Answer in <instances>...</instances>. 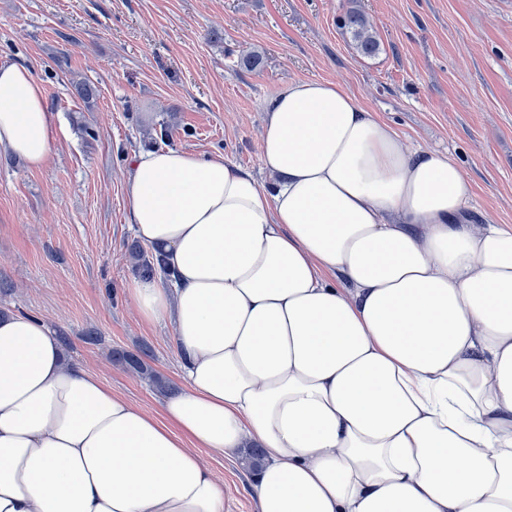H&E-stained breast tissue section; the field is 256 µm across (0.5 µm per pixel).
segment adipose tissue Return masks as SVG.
I'll return each mask as SVG.
<instances>
[{
    "label": "adipose tissue",
    "instance_id": "ef3b65f1",
    "mask_svg": "<svg viewBox=\"0 0 512 512\" xmlns=\"http://www.w3.org/2000/svg\"><path fill=\"white\" fill-rule=\"evenodd\" d=\"M261 185L223 155L135 156L159 262L129 297L171 321L161 416L0 318V512H224L198 451H265L258 512H512V226L470 223L448 154L407 147L341 86L269 101ZM55 119L0 66V148L48 162Z\"/></svg>",
    "mask_w": 512,
    "mask_h": 512
}]
</instances>
